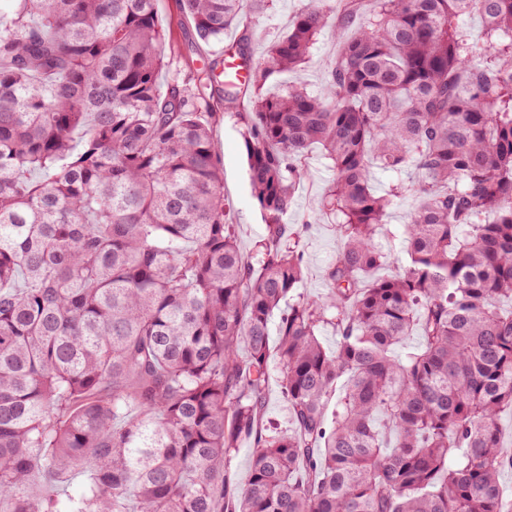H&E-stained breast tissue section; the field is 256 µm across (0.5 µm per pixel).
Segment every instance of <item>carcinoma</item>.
I'll return each mask as SVG.
<instances>
[{
  "label": "carcinoma",
  "instance_id": "1",
  "mask_svg": "<svg viewBox=\"0 0 512 512\" xmlns=\"http://www.w3.org/2000/svg\"><path fill=\"white\" fill-rule=\"evenodd\" d=\"M8 2L0 512H508L512 0H309L259 59L244 52L248 78L224 101L248 98L267 226L248 258L224 205L214 67L171 68L159 0ZM179 2L221 43L273 0ZM361 14L309 92L318 37ZM281 73L295 82L270 90ZM312 147L340 242L318 296L299 291L304 238L283 221ZM374 168L411 181L380 194ZM405 196L401 261L377 238ZM273 362L283 434L259 424Z\"/></svg>",
  "mask_w": 512,
  "mask_h": 512
}]
</instances>
